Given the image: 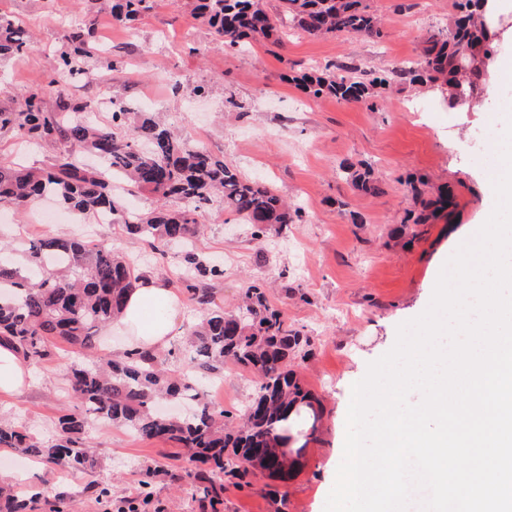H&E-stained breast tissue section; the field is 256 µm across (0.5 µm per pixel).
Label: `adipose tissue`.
I'll use <instances>...</instances> for the list:
<instances>
[{"mask_svg": "<svg viewBox=\"0 0 512 512\" xmlns=\"http://www.w3.org/2000/svg\"><path fill=\"white\" fill-rule=\"evenodd\" d=\"M183 310L180 291L162 275L144 271L113 328L125 336L126 349L153 353L182 335ZM31 377L28 361L14 348L0 346V395L21 393Z\"/></svg>", "mask_w": 512, "mask_h": 512, "instance_id": "ef3b65f1", "label": "adipose tissue"}]
</instances>
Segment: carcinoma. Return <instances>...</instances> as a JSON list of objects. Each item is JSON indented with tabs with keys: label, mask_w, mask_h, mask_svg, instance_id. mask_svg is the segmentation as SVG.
Segmentation results:
<instances>
[{
	"label": "carcinoma",
	"mask_w": 512,
	"mask_h": 512,
	"mask_svg": "<svg viewBox=\"0 0 512 512\" xmlns=\"http://www.w3.org/2000/svg\"><path fill=\"white\" fill-rule=\"evenodd\" d=\"M484 0H457L459 13L441 35L430 41L422 62L396 71L371 72L363 80L339 76L328 67L292 77L309 96L334 97L346 103L363 102L373 90L395 82L428 84L444 80L448 96L464 101L474 95L492 53L491 36L479 20ZM153 8V0H114L112 20L127 24ZM194 11L212 29L214 39L230 47L243 40L269 39L287 25L309 35L348 33L379 38L377 17L363 0H280L270 14L261 0H195ZM98 29L89 21L69 32L66 47L56 58L49 82L57 107L48 109L43 91L21 94L19 111L0 108V134L21 140L42 141L54 150L49 166L19 168L0 162V204L26 209L35 199L48 196L66 210L91 213L124 212L112 190L124 184L133 196L148 191L181 203L176 211L157 207L124 218L131 239L150 246L181 247L180 287L204 310L188 336L189 368H164L160 355L127 351L114 360L97 354V333L120 314L138 276L102 239L37 238L22 249L25 268L0 256V343L13 345L29 362L54 354L58 343L75 353L97 354L96 359L74 364L68 372L79 412L59 420L61 437L42 442L23 427L0 420V448L43 460L71 474L83 473L96 463L85 437L88 421L120 427L148 440H163L184 449L194 465L189 477L211 505L219 502L224 477L242 483L257 473L288 479L294 462L283 447V430L293 412L307 409L318 421L314 398L288 369V357L299 350L303 337L288 326L282 314L269 306L262 284L247 288L243 306L227 313L214 305L213 282L224 275L193 246L199 216L218 204L250 225L259 239L273 227L293 224L301 211L288 207L269 185L241 176L203 146L181 140L165 122L149 112L123 106L112 110V126L91 124L85 112L92 101L74 98L66 81L93 76L81 61L97 49ZM27 32L9 15L0 13V61L25 54ZM341 170L366 192L381 191L373 172ZM448 194L423 204L412 223L424 224L448 209ZM233 363L254 374L256 395L247 406L241 425L206 400L202 384ZM161 397L189 398L192 410L174 418L155 411ZM66 498L40 501L14 487L0 486V512H65Z\"/></svg>",
	"instance_id": "1"
}]
</instances>
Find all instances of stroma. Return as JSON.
<instances>
[{"mask_svg":"<svg viewBox=\"0 0 512 512\" xmlns=\"http://www.w3.org/2000/svg\"><path fill=\"white\" fill-rule=\"evenodd\" d=\"M453 2L365 0L382 20L383 35L375 39L289 29L276 41L228 48L202 21L176 15L170 0H157L130 28L113 23L91 0H0V11L16 21L32 15L43 20L31 31L26 55L0 62V107H15L21 92L36 88L45 89L44 104L54 107L46 86L63 36L94 18L102 46L112 47L123 67L95 84L77 86L75 97H108L134 107L152 95L153 113L174 124L182 138L202 143L242 176L272 185L302 211L301 221L260 241L249 225L221 209L201 219L205 229L197 249L230 258L214 284L216 304L234 311L251 282L266 283L269 303L309 340L307 354L291 356L288 367L320 411L316 426L290 428L294 446L303 452L288 482L259 475L246 486L225 483L218 512H324L343 457L352 385L393 347L398 325L427 308L445 262L474 238L494 208L484 181L495 158L479 153L471 137L512 106L500 79L502 66L512 62V12L492 26L496 52L482 93L461 105H449L437 87L402 83L361 103L312 99L290 80L329 65L364 73L418 63L454 15ZM346 160L370 165L381 193L354 189L339 168ZM412 175L423 179L415 191L406 184ZM444 187L455 197L452 214L418 225L416 237L394 235L422 201ZM75 235L107 239L135 271H155L173 281L179 276L173 254L132 243L123 224H100L89 215L34 224L26 211L0 214V241L15 247ZM78 359L63 348L34 363V383L19 397H0V414L39 437H56L59 417L73 404L66 373ZM255 392L253 376L228 364L224 385L211 400L239 415ZM88 438L99 460L91 473L67 476L0 448V478L27 473L41 497L66 496L70 512H113L119 502L139 496L146 483L152 497L142 512H211L201 492L185 491L186 461L171 445L93 423ZM101 488L110 497H98Z\"/></svg>","mask_w":512,"mask_h":512,"instance_id":"stroma-1","label":"stroma"}]
</instances>
